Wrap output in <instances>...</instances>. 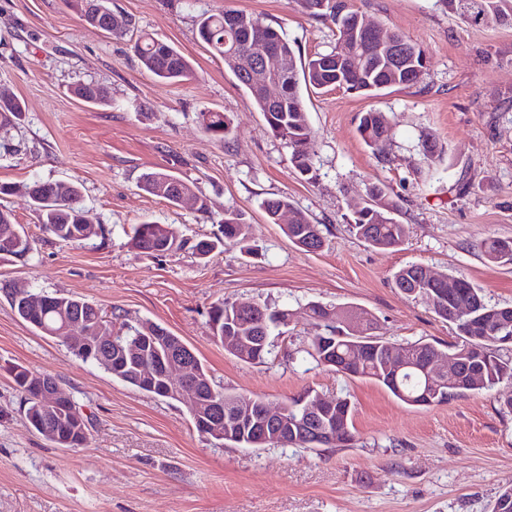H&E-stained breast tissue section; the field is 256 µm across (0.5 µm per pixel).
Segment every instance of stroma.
I'll list each match as a JSON object with an SVG mask.
<instances>
[{
	"label": "stroma",
	"instance_id": "stroma-1",
	"mask_svg": "<svg viewBox=\"0 0 512 512\" xmlns=\"http://www.w3.org/2000/svg\"><path fill=\"white\" fill-rule=\"evenodd\" d=\"M347 2L423 48L428 68L414 86L375 97L306 93L316 132V176L306 180L197 35L199 15L236 9L281 26L297 62L334 51L333 24L298 0H110L134 23L123 37L87 24L68 0H0V86L23 106L0 131L9 145L0 150V183H77L88 220L104 227L101 237L65 245L43 230L27 197H0L34 241L27 260L0 254V512H491L512 483V413L502 407L512 385L409 406L372 380L298 353L323 332L306 313L312 301L367 310L393 343L457 341L425 300L395 288L394 273L412 263L464 275L489 304L512 306V265L489 264L480 249L490 236L512 239V27L471 24L440 0ZM145 33L184 55L194 77L163 83L142 68L132 46ZM90 82L107 88L109 105L73 96ZM207 110L230 117L227 139L204 131L197 115ZM370 110L393 127L385 164L357 131ZM424 129L449 156L433 173L418 147ZM148 169L193 182L209 211L140 190ZM374 183L412 228L401 247L381 251L348 231ZM280 196L320 224L321 251L296 248L268 221L260 203ZM228 208L244 212L253 253L230 248L199 259L191 243L219 235ZM147 221L170 225L187 248L162 257L130 249L134 226ZM20 288L161 325L230 394L273 407L308 387L328 399L349 396L355 440L315 449L220 445L198 434L182 403L116 381L22 321L8 302ZM222 300L294 311L266 362H242L214 340L209 310ZM7 364L58 378L91 420L84 447H57L24 425Z\"/></svg>",
	"mask_w": 512,
	"mask_h": 512
}]
</instances>
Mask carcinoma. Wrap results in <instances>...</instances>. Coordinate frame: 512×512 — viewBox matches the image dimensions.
<instances>
[{
    "mask_svg": "<svg viewBox=\"0 0 512 512\" xmlns=\"http://www.w3.org/2000/svg\"><path fill=\"white\" fill-rule=\"evenodd\" d=\"M85 21L114 36L123 35L132 25L128 18L112 13L105 0H72ZM308 14L331 21L336 27L339 43L350 45V52L341 62L332 59L334 52L317 53L304 66L296 67L293 49L283 32L262 18L240 10L226 9L221 13L203 14L198 20V35L210 50L224 59L252 104L262 112L271 132L291 150L296 170L303 176L315 178V132L306 110L303 88H346L357 93L372 94L392 86L416 84V69L425 68L417 48L394 58L391 44L409 45L402 33L387 32L388 41L381 42L362 36L363 16L349 9L347 0H298ZM448 12L474 24L512 26V0H468L469 9L461 10L460 0H441ZM112 17V24L106 23ZM256 40H263L289 56V67L279 77L278 95L270 98L265 91L267 77L252 59L249 50ZM134 53L141 66L158 80L180 82L192 75L191 63L175 48L148 34L134 44ZM73 94L80 100L106 105L107 92L95 84H80ZM21 104L13 99L0 103V128L19 119ZM204 130L214 137L227 138L231 134L230 119L222 112H207ZM358 132L372 153L382 150L380 141L390 137L391 125L385 113L369 111L360 117ZM429 165L445 161V150L438 146L436 135L422 130L418 135ZM141 187L147 193L163 198L174 206L180 205L183 194L196 198L197 211L209 210L205 196L194 191V185L168 172L146 171L141 176ZM21 192L33 203L39 224L57 241L80 244L99 237L103 227L83 223L85 215L80 188L73 182L34 180L22 185L0 184V195ZM368 201L361 213L349 224V231L358 239L378 250L397 248L410 234V227L394 217L398 203L390 198L385 187L373 184L367 191ZM261 208L268 220L279 223L282 212L293 213L294 219L283 227L288 239L299 249L316 252L323 248L324 237L320 225L313 223L302 211L291 207L285 197L265 198ZM249 228L244 214L235 209L224 211L222 236L200 239L192 250L205 258L226 247H240L250 252ZM18 243L9 250L0 246V253L23 259L32 250V244L21 225L13 221L11 213L0 209V243L11 237ZM132 249L148 255L161 256L182 248L167 224L143 223L133 229ZM481 253L494 265L512 264V239L490 237L481 245ZM395 287L400 291L421 297L440 319L455 327L460 340L440 349L430 343L415 342L398 345L376 334V318L363 309L338 310L319 302L308 304L309 316L334 337L325 347L313 338L303 352L316 364L334 357L344 365L348 376L371 379L387 388L396 398L411 406H431L445 403L468 392L490 390L503 383H512V357H503L502 339L512 337V306H494L485 301L481 289L460 275L439 274L423 264L407 265L394 275ZM465 293L473 301L474 310L468 315L456 312L454 299ZM10 306L16 315L39 332L57 338L69 352L85 363L104 369L112 378L157 398L174 399L162 375L152 378L143 375L139 366L156 361L159 356L189 352L191 348L179 337L150 321L130 324L116 313H107L99 305L73 295H51L32 288L24 297L10 296ZM79 316L88 333L82 341L71 342L66 326L73 316ZM293 313L286 307L272 308L266 304L251 314L242 313L235 304L219 302L211 307L209 322L219 323L214 337L224 341V335L234 336L242 347L263 363L271 354L269 342L263 336L272 335L281 322L291 320ZM163 335H158V331ZM100 336H114L119 348L104 349L96 344ZM435 355H448L455 361L451 373L429 380L422 367ZM197 369L195 384L202 399L215 393L224 399V409H239L240 397L217 388L207 368L198 356H193ZM16 390L24 397L25 425L60 448H81L85 445L90 422L70 394L64 392L57 404L48 407L40 400L41 392L49 386H59L58 380L48 374L33 371L21 365L10 368ZM291 405L288 420V445L309 448L338 447V442L309 444L300 435V423L309 425L336 420L338 428H352L353 410L345 396L335 399L333 409L324 414L311 411L308 404L313 395L306 389Z\"/></svg>",
    "mask_w": 512,
    "mask_h": 512,
    "instance_id": "carcinoma-1",
    "label": "carcinoma"
}]
</instances>
